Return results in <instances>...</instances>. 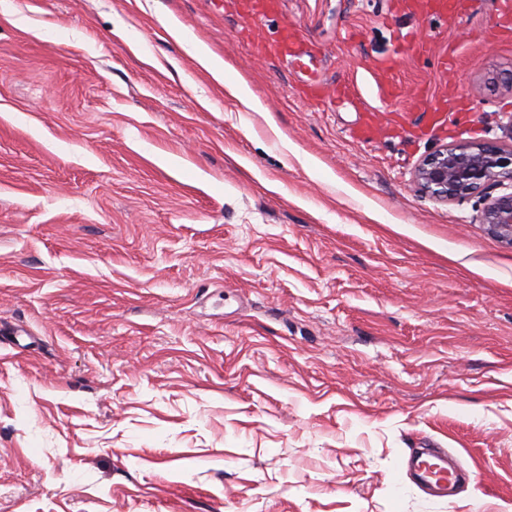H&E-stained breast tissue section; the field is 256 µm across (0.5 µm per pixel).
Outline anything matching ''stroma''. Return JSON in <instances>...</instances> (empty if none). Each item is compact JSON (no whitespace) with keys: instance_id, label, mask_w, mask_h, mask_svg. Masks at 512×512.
Instances as JSON below:
<instances>
[{"instance_id":"stroma-1","label":"stroma","mask_w":512,"mask_h":512,"mask_svg":"<svg viewBox=\"0 0 512 512\" xmlns=\"http://www.w3.org/2000/svg\"><path fill=\"white\" fill-rule=\"evenodd\" d=\"M237 2L0 0V512H504L512 246L414 182L512 122L496 0H280L292 64ZM433 444L454 496L406 475ZM166 30L188 55L201 64L215 81L227 87L235 97L242 100L249 99L251 104L258 106V103L251 98L246 80L242 76L234 74L226 62L212 57L202 45L188 36L176 23L169 22ZM256 53L274 57H291L298 60L305 55L299 35L291 28L282 27L271 42L258 41L253 45Z\"/></svg>"}]
</instances>
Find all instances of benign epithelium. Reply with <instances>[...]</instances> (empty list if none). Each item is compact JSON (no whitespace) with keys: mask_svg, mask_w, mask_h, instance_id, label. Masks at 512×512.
<instances>
[{"mask_svg":"<svg viewBox=\"0 0 512 512\" xmlns=\"http://www.w3.org/2000/svg\"><path fill=\"white\" fill-rule=\"evenodd\" d=\"M416 181L430 196L445 202L470 194L484 195L481 223L512 244V129L509 142L465 141L429 154L416 171Z\"/></svg>","mask_w":512,"mask_h":512,"instance_id":"7a95c632","label":"benign epithelium"}]
</instances>
